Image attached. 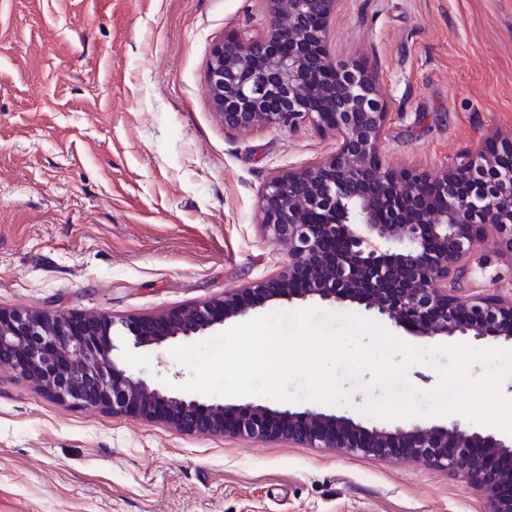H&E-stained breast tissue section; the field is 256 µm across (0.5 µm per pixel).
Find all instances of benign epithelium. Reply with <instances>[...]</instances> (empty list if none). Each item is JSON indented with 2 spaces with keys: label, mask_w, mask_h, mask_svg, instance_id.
Masks as SVG:
<instances>
[{
  "label": "benign epithelium",
  "mask_w": 512,
  "mask_h": 512,
  "mask_svg": "<svg viewBox=\"0 0 512 512\" xmlns=\"http://www.w3.org/2000/svg\"><path fill=\"white\" fill-rule=\"evenodd\" d=\"M339 0H257L264 31L214 44L208 91L227 131L311 125L336 133L320 161L270 177L261 224L282 247L273 274L221 299L157 320L0 308V362L75 407L99 408L201 435L285 439L305 448L388 460L419 459L457 477L488 512H512V433L462 420L365 424L318 408L273 409L175 393L116 357L114 327L132 344L160 347L204 335L269 303L318 300L362 307L414 336L512 348V293L450 287L492 232L512 262V140L493 141L430 175L385 164L388 113L358 65L332 68L327 24Z\"/></svg>",
  "instance_id": "obj_1"
}]
</instances>
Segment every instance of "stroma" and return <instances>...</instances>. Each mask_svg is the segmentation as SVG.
<instances>
[{
    "instance_id": "obj_1",
    "label": "stroma",
    "mask_w": 512,
    "mask_h": 512,
    "mask_svg": "<svg viewBox=\"0 0 512 512\" xmlns=\"http://www.w3.org/2000/svg\"><path fill=\"white\" fill-rule=\"evenodd\" d=\"M263 29L254 0H0V307L153 319L270 274L258 218L276 172L336 138L225 130L206 83L213 45ZM336 66L360 63L388 119L382 152L436 173L512 138V0H340ZM459 293L512 291L492 240ZM131 372L179 386L170 346L114 337ZM320 402L376 422L373 375L343 370ZM0 512H486L482 497L412 459L285 440L188 434L52 400L0 369Z\"/></svg>"
}]
</instances>
